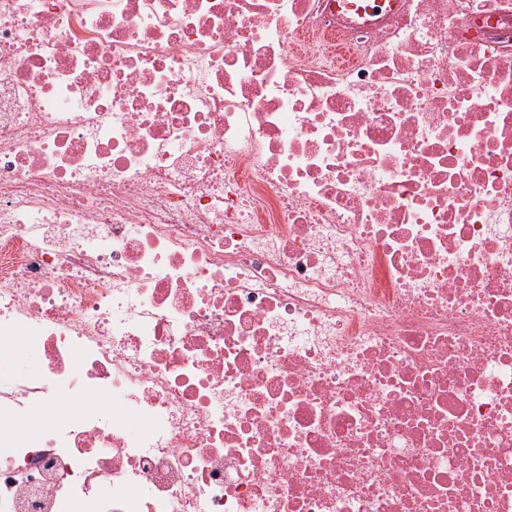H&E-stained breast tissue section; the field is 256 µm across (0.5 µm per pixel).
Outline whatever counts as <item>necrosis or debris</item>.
Instances as JSON below:
<instances>
[{
    "instance_id": "4bbe7bcc",
    "label": "necrosis or debris",
    "mask_w": 512,
    "mask_h": 512,
    "mask_svg": "<svg viewBox=\"0 0 512 512\" xmlns=\"http://www.w3.org/2000/svg\"><path fill=\"white\" fill-rule=\"evenodd\" d=\"M336 3L0 0V512H512V0Z\"/></svg>"
}]
</instances>
